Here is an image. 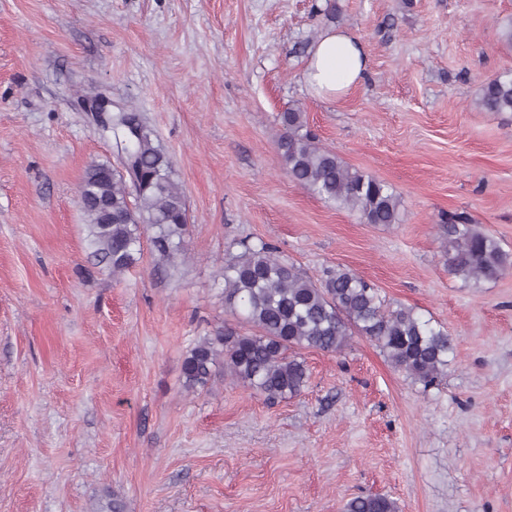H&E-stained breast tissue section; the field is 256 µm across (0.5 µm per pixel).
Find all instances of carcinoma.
<instances>
[{"mask_svg": "<svg viewBox=\"0 0 512 512\" xmlns=\"http://www.w3.org/2000/svg\"><path fill=\"white\" fill-rule=\"evenodd\" d=\"M477 104L487 112H512V75L485 83ZM135 119L133 112H120L112 130L133 172L136 204H130L123 174L107 164L91 165L80 186L97 256L114 273L136 261L141 227L155 229L153 248L167 265L181 253L188 231L185 196L171 164L147 126L130 133ZM281 122L278 149L292 181L327 203L359 212L368 224L398 223L401 200L391 187L320 146L301 112H284ZM443 233L448 271L462 281H494L512 269V253L465 217H451ZM240 246L242 251L224 264V305L248 329L222 326L194 343L182 364L185 389H203L221 371L269 400L292 398L308 380L300 351L338 353L355 333L374 342L394 368L426 388L447 373L455 344L444 326L410 307L391 306L349 269L331 270L318 283L266 243L243 241ZM343 512H399V506L385 495H367L346 501Z\"/></svg>", "mask_w": 512, "mask_h": 512, "instance_id": "carcinoma-1", "label": "carcinoma"}]
</instances>
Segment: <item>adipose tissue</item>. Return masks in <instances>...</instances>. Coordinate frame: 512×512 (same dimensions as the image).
Segmentation results:
<instances>
[{"label": "adipose tissue", "mask_w": 512, "mask_h": 512, "mask_svg": "<svg viewBox=\"0 0 512 512\" xmlns=\"http://www.w3.org/2000/svg\"><path fill=\"white\" fill-rule=\"evenodd\" d=\"M366 73L367 60L361 46L338 30L316 42L302 78L317 95L335 99L360 84Z\"/></svg>", "instance_id": "1"}]
</instances>
